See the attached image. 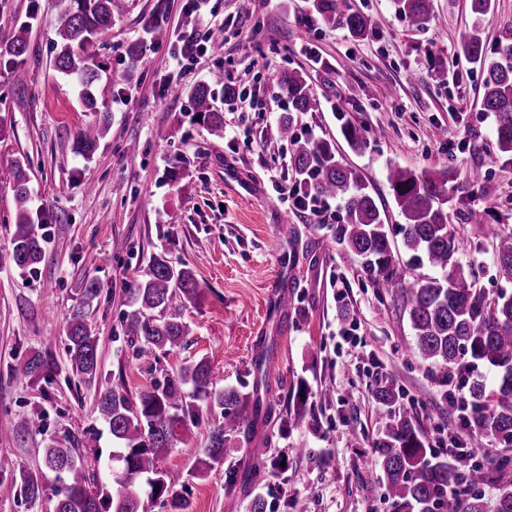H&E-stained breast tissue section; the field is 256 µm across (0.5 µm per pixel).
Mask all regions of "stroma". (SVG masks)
I'll list each match as a JSON object with an SVG mask.
<instances>
[{
    "instance_id": "obj_1",
    "label": "stroma",
    "mask_w": 512,
    "mask_h": 512,
    "mask_svg": "<svg viewBox=\"0 0 512 512\" xmlns=\"http://www.w3.org/2000/svg\"><path fill=\"white\" fill-rule=\"evenodd\" d=\"M156 0H124L103 37L96 95L112 116L111 128L92 159L71 151L80 126L93 121L78 88L53 67L52 41L64 0H0V41L26 29L31 56L28 82H13L12 66L0 60V424L43 412V427L23 436H0V512H53L51 496L29 505L19 494V474L38 475L52 487L43 463L49 447L78 453H112V437L99 418L94 387L70 378L66 318L86 280L104 288L93 305L101 380L122 382L130 398L185 364L204 358L217 387L260 393L274 410L250 441L233 437L224 463L206 477L192 471L207 444L208 427L179 431L161 467L175 478L189 512H250L262 497L267 512H391L378 480L373 440L389 422L375 400L379 377L392 378L403 402L416 409L430 447L457 448L460 462L492 467L507 445L476 438L442 399L432 367L412 351L409 309L386 300L365 274L359 257L335 240L346 213L333 200L336 221L314 223L290 212L273 181L294 183L291 151L278 126L290 120L305 138L331 142L374 197L394 241L404 219L387 181L392 165L415 173L444 175L448 221L461 246L455 263L474 269L488 296L495 279L488 225L512 232V155L500 153L495 119L480 107L482 73L457 53L471 23L470 0H430L431 18L418 29L395 0H348L371 20L357 40L342 27L317 24L310 0H206L203 14L186 0H167L170 42L148 46L134 76H127V49L147 42L144 24ZM224 25L213 45L179 84H170L175 57L189 36L206 24ZM447 72L468 70L463 87L428 77L432 62ZM225 68L238 95L214 90L224 114L223 137L192 116L191 89ZM286 69L303 73L312 96L308 112H289L277 79ZM360 126L365 148L352 149L342 134ZM137 153H130V143ZM183 159L172 169L173 159ZM26 162L32 210L44 227L45 257L22 272L9 260L14 230L11 191L15 161ZM486 173L483 183L469 178ZM235 170L253 193L228 184ZM123 194H115V185ZM289 214L294 238L278 233ZM127 244L113 253L114 241ZM166 252L194 271L201 294L184 319L187 344L159 361L138 359L121 329L123 291L151 253ZM109 255L90 265L91 254ZM287 291L289 312L277 306ZM272 347L263 384L253 371L263 347ZM54 368L46 378H23L15 368L34 353ZM307 385L312 416L307 426L286 417L299 385ZM268 444L283 455L282 473L229 485V473L253 469L247 444Z\"/></svg>"
}]
</instances>
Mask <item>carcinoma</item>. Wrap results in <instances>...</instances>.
Here are the masks:
<instances>
[{"label":"carcinoma","mask_w":512,"mask_h":512,"mask_svg":"<svg viewBox=\"0 0 512 512\" xmlns=\"http://www.w3.org/2000/svg\"><path fill=\"white\" fill-rule=\"evenodd\" d=\"M398 10L413 26L422 28L430 19V0H396ZM166 3L159 0L147 22L151 44L170 39L165 25ZM312 10L326 26H342L355 39H362L369 19L352 10L347 0H312ZM124 11V0H68L57 27L54 65L60 74L82 88L87 109L98 118L79 128L72 151L92 157L110 129V115L100 110L94 94L98 80L102 36L112 29L115 15ZM30 43L22 34L14 35L5 46L15 66L13 77L24 85L22 68ZM460 53L482 69L483 111L496 120L499 152L512 154V30L494 44L483 38L479 20H474L460 43ZM224 86V96L233 98L237 89L224 83L217 73L211 81L197 84L192 92L193 112L201 117L211 134L224 136V115L213 107L212 85ZM281 92L292 112H307L312 103L303 75L293 69L281 73ZM280 136L292 147L291 164L304 193L314 198H336L344 202L346 222L336 226V239L343 248L360 257L371 282L393 302L410 307L414 331L413 352L428 361L441 374L440 385H448V373L463 376L465 392L458 403L466 425L478 437L499 440L512 446V292L500 289L488 297L477 287L473 271L448 270L455 252V237L448 224V213L441 203L444 182L434 176L418 175L394 165L387 180L394 200L405 219L401 225L403 246L417 263L428 262L444 272L442 278L404 281L395 259L396 247L384 224L378 205L353 169L336 156V149L325 140L302 138L290 122L279 126ZM15 229L12 259L21 270H34L44 258L42 239L32 224V191L27 165L15 162L13 171ZM494 242L498 279L512 285V233L487 229ZM92 278L82 288V299L71 308L67 320L68 369L81 383H92L100 374L98 342L90 323V308L102 291ZM200 294V284L184 264H174L164 253L150 256L140 274L124 288L127 310L122 330L147 359L181 346L189 335L183 311ZM481 366L495 369L492 387L477 375ZM48 360L36 354L26 359L16 374L34 378L49 375ZM403 393L393 380L385 378L375 389V399L390 408L385 431L373 442L380 462L384 489L393 512H512V480L503 481L488 499L482 493L488 472L475 463L466 469L459 461L435 452L426 442L415 417L407 410L394 409ZM204 403L221 421L210 429L207 446L199 462L208 468L224 464V445L231 436L248 434L255 419L269 418L271 408L261 397H246L234 388H218L212 382L208 360L201 358L185 365L176 377L152 386L133 400L125 389L115 385L97 393V411L108 426L112 441L109 482L94 490L90 468L98 459H82L74 448H46L45 468L56 473L59 484L53 490L55 512H143L137 493L141 482L154 497L167 496L177 512L188 509L175 489L174 481L159 462L173 446L180 427L195 423L199 403ZM39 412L0 426L1 435H24L42 425ZM23 498L35 505L44 495L43 485L31 475L20 478Z\"/></svg>","instance_id":"carcinoma-1"}]
</instances>
